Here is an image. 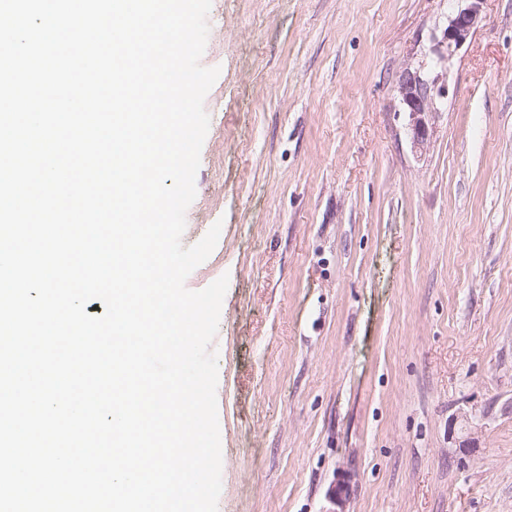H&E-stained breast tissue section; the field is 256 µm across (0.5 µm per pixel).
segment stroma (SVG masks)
<instances>
[{
	"mask_svg": "<svg viewBox=\"0 0 512 512\" xmlns=\"http://www.w3.org/2000/svg\"><path fill=\"white\" fill-rule=\"evenodd\" d=\"M454 0H212L186 211L228 276L218 512H512V0L394 91ZM347 484L343 504L331 492ZM455 1L458 2L457 9L449 16L441 30V38L431 48L433 57L416 66L405 67L395 84L403 112L408 116L411 143L416 151L424 150L429 144L432 120L448 95V88L439 83V74H435L436 67L457 53L484 18L487 0Z\"/></svg>",
	"mask_w": 512,
	"mask_h": 512,
	"instance_id": "obj_1",
	"label": "stroma"
}]
</instances>
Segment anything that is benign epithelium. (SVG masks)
Wrapping results in <instances>:
<instances>
[{
	"mask_svg": "<svg viewBox=\"0 0 512 512\" xmlns=\"http://www.w3.org/2000/svg\"><path fill=\"white\" fill-rule=\"evenodd\" d=\"M458 2L441 38L431 48L432 57L404 68L396 81L395 90L408 116V128L414 149L424 150L429 144L432 120L440 112L448 88L440 83L436 67L450 60L467 42L468 37L484 18L486 0H456Z\"/></svg>",
	"mask_w": 512,
	"mask_h": 512,
	"instance_id": "7a95c632",
	"label": "benign epithelium"
}]
</instances>
